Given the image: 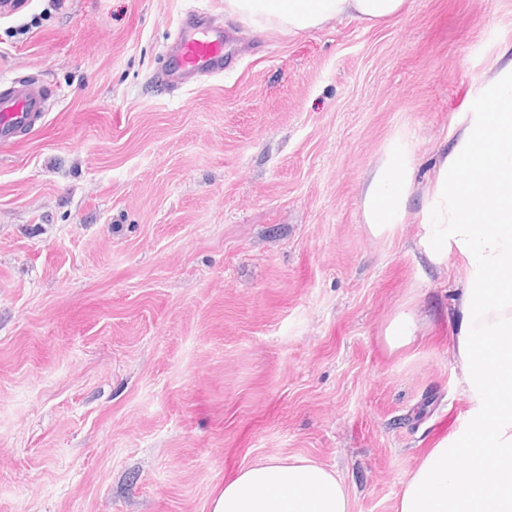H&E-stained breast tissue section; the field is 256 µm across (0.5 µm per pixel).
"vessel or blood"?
<instances>
[{
	"mask_svg": "<svg viewBox=\"0 0 512 512\" xmlns=\"http://www.w3.org/2000/svg\"><path fill=\"white\" fill-rule=\"evenodd\" d=\"M249 48L244 33L225 29L212 15L185 13L157 80L175 88L192 84L200 75L223 73L231 52ZM46 110V94L38 82L13 80L1 85L0 145L16 144L44 118Z\"/></svg>",
	"mask_w": 512,
	"mask_h": 512,
	"instance_id": "obj_1",
	"label": "vessel or blood"
}]
</instances>
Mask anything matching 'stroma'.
<instances>
[{"label": "stroma", "mask_w": 512, "mask_h": 512, "mask_svg": "<svg viewBox=\"0 0 512 512\" xmlns=\"http://www.w3.org/2000/svg\"><path fill=\"white\" fill-rule=\"evenodd\" d=\"M261 44L155 82L180 17ZM512 45V0H406L372 24L259 33L224 0H26L0 80L48 91L0 150V512H210L226 477L305 457L349 512H398L472 401L453 268L418 246L446 135ZM407 215L364 214L387 153ZM404 308L414 341L391 348ZM412 185L413 170L404 159L387 157L378 166L364 195L369 227L375 235L392 234L402 224Z\"/></svg>", "instance_id": "obj_1"}]
</instances>
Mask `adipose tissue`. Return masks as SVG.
I'll return each mask as SVG.
<instances>
[{
    "instance_id": "ef3b65f1",
    "label": "adipose tissue",
    "mask_w": 512,
    "mask_h": 512,
    "mask_svg": "<svg viewBox=\"0 0 512 512\" xmlns=\"http://www.w3.org/2000/svg\"><path fill=\"white\" fill-rule=\"evenodd\" d=\"M406 0H224L257 31L298 33L339 17L380 22ZM496 101L477 100L444 150L422 206L419 244L428 260L456 257L457 334L450 351L473 406L470 429L438 441L404 482L399 512H512V48L501 53ZM413 171L381 162L364 195L374 234L402 224ZM211 512H349L336 474L306 458L270 457L240 469Z\"/></svg>"
}]
</instances>
